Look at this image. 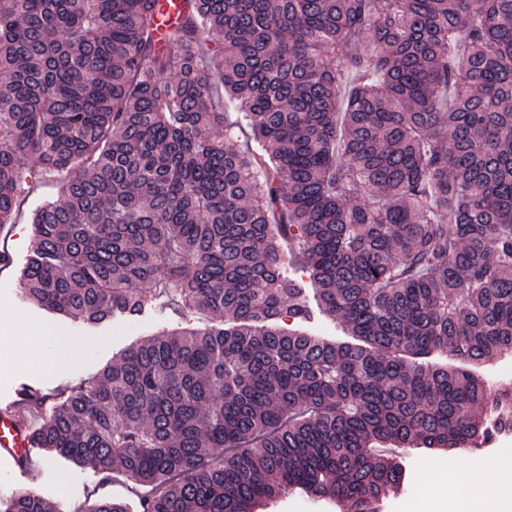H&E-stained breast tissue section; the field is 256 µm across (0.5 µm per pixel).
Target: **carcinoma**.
Listing matches in <instances>:
<instances>
[{
    "mask_svg": "<svg viewBox=\"0 0 512 512\" xmlns=\"http://www.w3.org/2000/svg\"><path fill=\"white\" fill-rule=\"evenodd\" d=\"M162 26L161 0H0V231L61 176L25 297L95 324L169 295L229 324L142 341L33 442L149 488L142 512L295 489L376 512L405 481L379 449L512 432V387L476 371L512 352V0H178L173 76ZM288 260L351 341L276 324L312 313Z\"/></svg>",
    "mask_w": 512,
    "mask_h": 512,
    "instance_id": "cac0c4a2",
    "label": "carcinoma"
}]
</instances>
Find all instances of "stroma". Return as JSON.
<instances>
[{
    "mask_svg": "<svg viewBox=\"0 0 512 512\" xmlns=\"http://www.w3.org/2000/svg\"><path fill=\"white\" fill-rule=\"evenodd\" d=\"M55 177L43 176L23 205L16 223L0 231V248L7 249L11 267L0 270V325L22 316L33 335L37 350L26 368L16 372L10 365L14 350L0 354V403L15 400L19 390L35 389L53 397L64 389L96 376L106 365L120 359L132 345L158 332L213 327V320L194 310H182L161 298L140 314H114L99 324L76 322L41 309L22 295L19 270L34 247L31 216L45 200L56 196ZM494 446L483 445L464 452L415 449L402 451L407 486H434L447 473L460 467L492 473L495 464L489 456ZM18 491H31L48 501L53 512H84L88 503L109 497L126 502L136 512L141 489L123 475L103 474L90 466L67 459L49 458L41 448H33L24 471L0 472V498Z\"/></svg>",
    "mask_w": 512,
    "mask_h": 512,
    "instance_id": "1",
    "label": "stroma"
}]
</instances>
